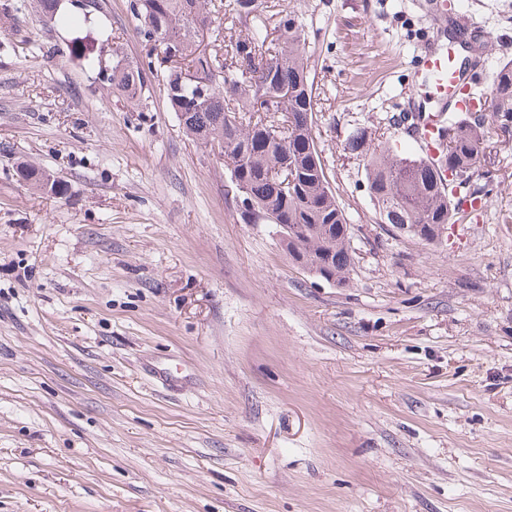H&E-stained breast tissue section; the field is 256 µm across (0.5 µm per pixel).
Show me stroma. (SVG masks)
<instances>
[{
    "label": "stroma",
    "instance_id": "stroma-1",
    "mask_svg": "<svg viewBox=\"0 0 512 512\" xmlns=\"http://www.w3.org/2000/svg\"><path fill=\"white\" fill-rule=\"evenodd\" d=\"M106 3L0 19V512H512V134L434 244L381 222L345 148L400 133L427 0H264L306 22L343 288L239 221L159 77L138 110L73 56L105 28L143 59ZM450 3L512 59V0ZM102 1L103 0L87 1L88 4L85 8L86 12H83L82 19L80 16H75L62 11L60 8L62 4H58L59 0H38L37 2L40 13L46 22L56 25H77L81 23V20L83 23H87L88 20H90V17H87L88 13H91L92 11L101 12V10L104 9ZM88 8H91V10H87Z\"/></svg>",
    "mask_w": 512,
    "mask_h": 512
}]
</instances>
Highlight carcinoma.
<instances>
[{
	"label": "carcinoma",
	"mask_w": 512,
	"mask_h": 512,
	"mask_svg": "<svg viewBox=\"0 0 512 512\" xmlns=\"http://www.w3.org/2000/svg\"><path fill=\"white\" fill-rule=\"evenodd\" d=\"M38 7L44 20L56 25L89 20L62 11L59 0H38ZM227 14L244 21L245 33L221 55L202 50L203 32L220 28ZM133 16L147 65L122 59L112 64L106 77L112 90L140 107L153 60L170 62L162 75L169 106L185 118L182 130L188 138L223 157L243 223L303 225L309 237L304 256L319 261L331 243L336 285H345L354 264L344 230L348 218L315 148L314 80L304 18L290 11L272 24L259 0H135ZM185 71L196 81L182 80ZM282 89L286 93L277 107L263 108L261 94ZM486 97L489 111L450 112L438 121V158L432 164L399 150L388 138L368 147L364 129L351 130L346 147L365 153L368 194L383 223L413 224L414 235L427 243L454 222L453 190L471 189V177L488 163L493 134L512 123V60L498 63ZM442 168L449 172L446 184ZM18 176L33 188L47 186L46 174L33 165H21Z\"/></svg>",
	"instance_id": "obj_1"
}]
</instances>
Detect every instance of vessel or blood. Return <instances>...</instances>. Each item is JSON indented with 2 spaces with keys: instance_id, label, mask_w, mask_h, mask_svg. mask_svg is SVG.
<instances>
[{
  "instance_id": "1",
  "label": "vessel or blood",
  "mask_w": 512,
  "mask_h": 512,
  "mask_svg": "<svg viewBox=\"0 0 512 512\" xmlns=\"http://www.w3.org/2000/svg\"><path fill=\"white\" fill-rule=\"evenodd\" d=\"M453 50L437 44L423 45L418 54L412 73L410 87L428 89L433 100L439 104H453L456 111L474 110L478 100L474 95L462 92L457 86V72L453 66ZM435 124L409 128L406 136L413 143L417 153L427 160L437 156L434 145Z\"/></svg>"
}]
</instances>
